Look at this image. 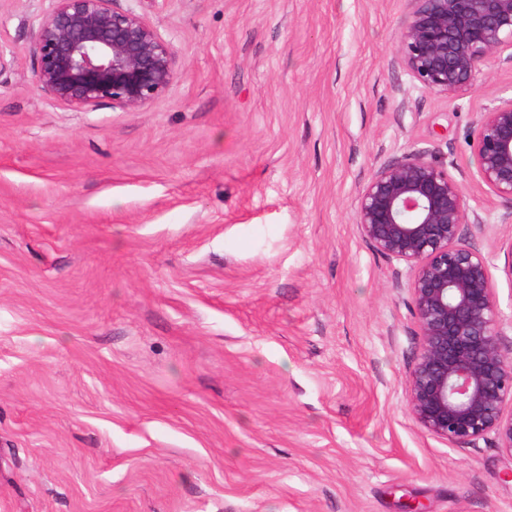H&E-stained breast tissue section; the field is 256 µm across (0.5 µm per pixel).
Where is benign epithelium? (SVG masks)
I'll list each match as a JSON object with an SVG mask.
<instances>
[{
    "mask_svg": "<svg viewBox=\"0 0 512 512\" xmlns=\"http://www.w3.org/2000/svg\"><path fill=\"white\" fill-rule=\"evenodd\" d=\"M34 52L36 83L74 111L102 102L136 112L162 96L176 54L142 15L114 0H54ZM396 44L428 93L461 96L482 66L512 60V0H409ZM488 193L512 204V97L481 113L469 140ZM462 183L425 150L381 164L358 193L356 226L379 255L405 265L422 345L409 377L415 421L451 446L492 442L512 454V341Z\"/></svg>",
    "mask_w": 512,
    "mask_h": 512,
    "instance_id": "7a95c632",
    "label": "benign epithelium"
}]
</instances>
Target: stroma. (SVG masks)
<instances>
[{
  "label": "stroma",
  "instance_id": "35a3bbf8",
  "mask_svg": "<svg viewBox=\"0 0 512 512\" xmlns=\"http://www.w3.org/2000/svg\"><path fill=\"white\" fill-rule=\"evenodd\" d=\"M0 0V512H512V454L416 423L422 338L355 224L383 162L461 176L503 326L507 204L470 130L512 61L421 91L408 0H115L176 52L138 112L39 90Z\"/></svg>",
  "mask_w": 512,
  "mask_h": 512
}]
</instances>
